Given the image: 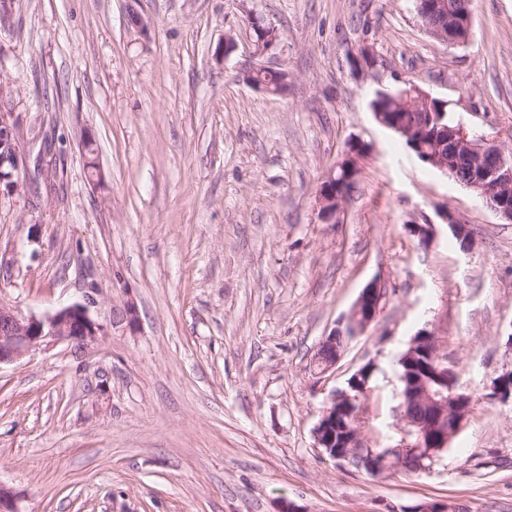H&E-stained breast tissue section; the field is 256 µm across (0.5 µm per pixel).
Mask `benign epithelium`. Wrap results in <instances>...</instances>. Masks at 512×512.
I'll return each mask as SVG.
<instances>
[{
  "label": "benign epithelium",
  "mask_w": 512,
  "mask_h": 512,
  "mask_svg": "<svg viewBox=\"0 0 512 512\" xmlns=\"http://www.w3.org/2000/svg\"><path fill=\"white\" fill-rule=\"evenodd\" d=\"M423 25L435 38L456 45L462 40L452 35L445 28L448 23V0H431L427 11L421 14ZM278 40L274 28L264 29V36L255 42V53L262 56L270 51ZM434 98L426 92L412 86L403 96L392 99L395 105H408L418 108L429 107ZM374 117L382 126L396 130L404 135L411 147L424 154L425 162L433 165L441 173L457 179L456 171L448 166V159L442 154L438 145H422L414 141L413 131L400 125H391L383 113L376 112ZM448 143L462 153L470 167V174L458 183L472 190L478 198L488 205L502 220L512 223V157L496 144V139L479 133L463 122L448 129ZM21 169L23 159L18 145L16 123L0 115V184H5L9 192L18 187V183L5 176L4 167ZM344 195L336 193V174H330L319 188L317 200L322 220L329 224L336 223V213L340 210ZM441 224L449 232L464 239L466 225L462 224L455 213L449 209L438 212ZM410 232L417 235L424 245L435 239L436 228L433 223L412 224ZM384 289L372 282L368 284L353 304L347 318L330 335L320 343L313 356V367L326 373L336 365L340 354L336 353V337L349 332L358 336L377 316L383 299ZM103 332V325L92 318L86 306L74 304L52 313L22 317L12 309L0 305V364L14 362L24 357L30 350L42 347L50 348L61 342H68L78 349H83L97 340ZM420 340L410 343V358H417L415 349L422 348L427 371L435 376L439 389H433L425 377L408 384L403 408L413 402L423 405L428 410L427 417L420 421L413 420L407 412H402V419L408 427V434L413 437L409 448L425 452V457L434 459L436 455L448 448L452 438L459 432L463 421L473 404L470 395L458 394L456 374L446 365L439 353V344L434 332H419ZM448 395H443V391ZM370 390L361 381L360 373H355L347 381V388L334 392L328 405L323 409L320 419L313 430L317 447L340 461H355L357 466L375 473L395 462L396 457L405 452L403 448L364 447L358 430L346 425L337 426L338 416L355 407L364 406L369 401ZM488 398L502 402L512 401V371L500 375L490 386ZM458 507L444 501H424L414 506H406L400 512H456Z\"/></svg>",
  "instance_id": "7a95c632"
}]
</instances>
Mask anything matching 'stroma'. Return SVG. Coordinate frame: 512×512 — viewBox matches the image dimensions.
<instances>
[{
    "mask_svg": "<svg viewBox=\"0 0 512 512\" xmlns=\"http://www.w3.org/2000/svg\"><path fill=\"white\" fill-rule=\"evenodd\" d=\"M0 2V112L25 159L0 195V303L81 304L103 326L0 365V484L19 512H512V404L486 397L512 370V223L370 109L409 79L512 154V0H473L457 46L413 0ZM253 16L279 35L261 57ZM260 63L287 70L285 93L247 83ZM352 141L369 152L328 224L317 191ZM441 206L470 251L442 226L428 247L410 233ZM373 280L376 320L317 373ZM424 329L474 398L432 466L372 474L316 448L331 392L367 365L362 440L405 443L398 359Z\"/></svg>",
    "mask_w": 512,
    "mask_h": 512,
    "instance_id": "1",
    "label": "stroma"
}]
</instances>
